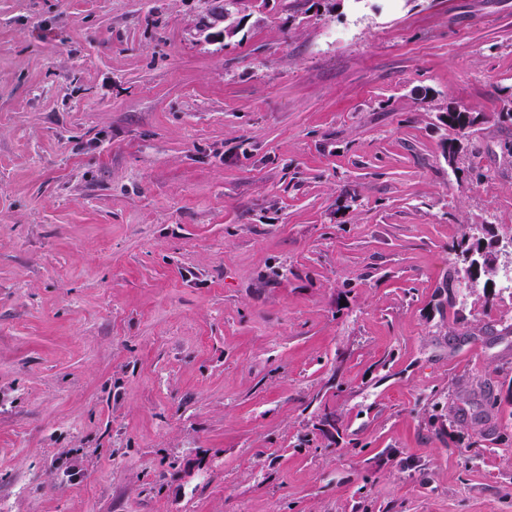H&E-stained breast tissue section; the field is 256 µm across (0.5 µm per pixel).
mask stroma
Segmentation results:
<instances>
[{"label":"stroma","mask_w":512,"mask_h":512,"mask_svg":"<svg viewBox=\"0 0 512 512\" xmlns=\"http://www.w3.org/2000/svg\"><path fill=\"white\" fill-rule=\"evenodd\" d=\"M209 7L0 0V512H512V0ZM212 2H214V8L210 12L209 27L203 28L201 32L205 34L207 31L211 29L221 28L220 31L222 33V36L225 37L224 23L227 21V18H224V9L227 12V17H234L235 13H238L240 6L242 7L244 1H242L241 3H239L238 0H224V2L217 0ZM438 118L443 125L456 131L463 139L469 136V129L477 122V117L471 116L470 112H454L451 105ZM458 256L463 264V276L458 270L449 272L441 286L435 289V296L440 297V303L454 308L457 300L464 295L467 282L473 283L476 288L480 287V279H484V307L492 309L495 306L494 279L496 273V250L492 241L484 242L481 239L470 241L465 237L458 244ZM491 285V289H488Z\"/></svg>","instance_id":"obj_1"}]
</instances>
